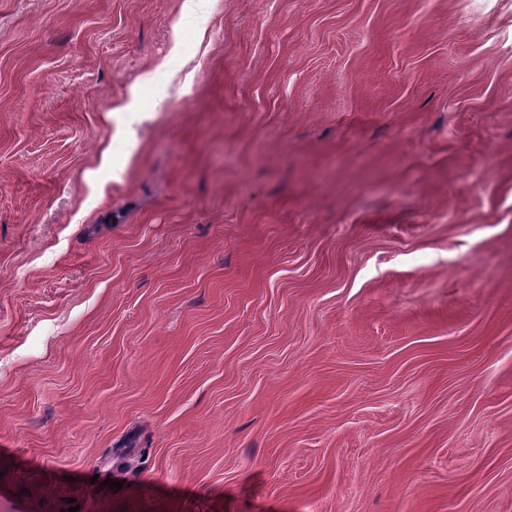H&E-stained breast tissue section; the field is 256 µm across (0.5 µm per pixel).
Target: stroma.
Listing matches in <instances>:
<instances>
[{"label":"stroma","instance_id":"1","mask_svg":"<svg viewBox=\"0 0 512 512\" xmlns=\"http://www.w3.org/2000/svg\"><path fill=\"white\" fill-rule=\"evenodd\" d=\"M181 4L0 0V512H512V0ZM182 42L181 27L179 23H176L172 28V48L170 50V55L157 61L151 68L146 70L140 76V84H152L161 74L167 73L171 58L182 53Z\"/></svg>","mask_w":512,"mask_h":512}]
</instances>
